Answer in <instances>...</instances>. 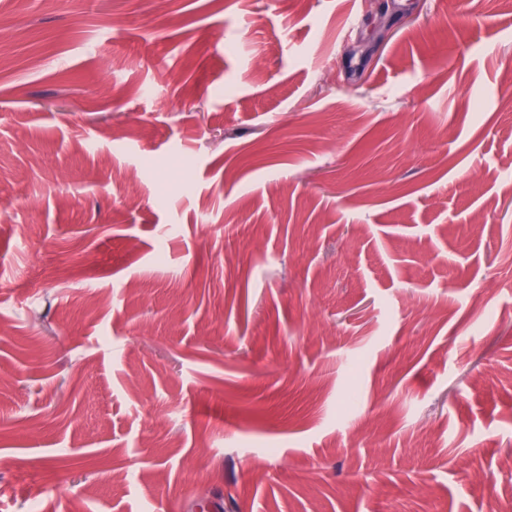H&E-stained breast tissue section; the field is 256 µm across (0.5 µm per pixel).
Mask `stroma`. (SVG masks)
Returning <instances> with one entry per match:
<instances>
[{"instance_id": "stroma-1", "label": "stroma", "mask_w": 512, "mask_h": 512, "mask_svg": "<svg viewBox=\"0 0 512 512\" xmlns=\"http://www.w3.org/2000/svg\"><path fill=\"white\" fill-rule=\"evenodd\" d=\"M1 456L0 512H512V0H0Z\"/></svg>"}]
</instances>
